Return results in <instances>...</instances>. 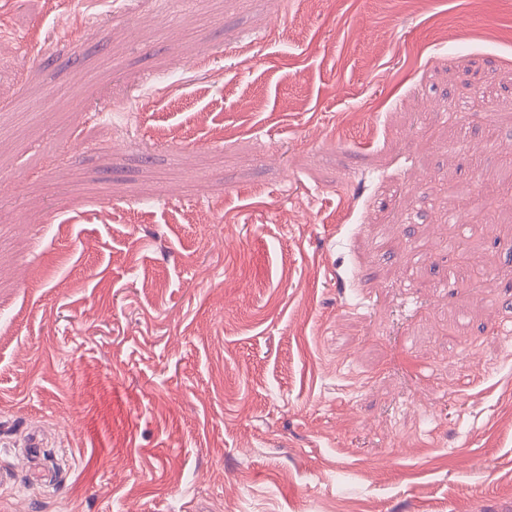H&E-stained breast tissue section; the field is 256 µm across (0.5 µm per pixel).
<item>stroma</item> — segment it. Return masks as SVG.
<instances>
[{"mask_svg":"<svg viewBox=\"0 0 512 512\" xmlns=\"http://www.w3.org/2000/svg\"><path fill=\"white\" fill-rule=\"evenodd\" d=\"M0 60V512H512V0H0ZM454 250L458 251L461 260V268L468 280L475 283H485L489 281L490 274L483 267H478L469 262L468 251L469 247L467 242L461 240L453 245Z\"/></svg>","mask_w":512,"mask_h":512,"instance_id":"obj_1","label":"stroma"}]
</instances>
